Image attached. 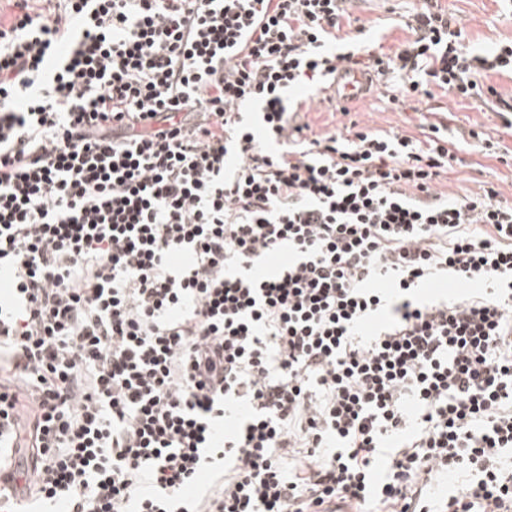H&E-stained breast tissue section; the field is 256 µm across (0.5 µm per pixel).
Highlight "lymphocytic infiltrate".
Here are the masks:
<instances>
[{"instance_id": "obj_1", "label": "lymphocytic infiltrate", "mask_w": 512, "mask_h": 512, "mask_svg": "<svg viewBox=\"0 0 512 512\" xmlns=\"http://www.w3.org/2000/svg\"><path fill=\"white\" fill-rule=\"evenodd\" d=\"M6 2L0 512H512V203L437 192L441 123L317 133L290 98L346 64L483 101L512 39L425 6L345 53L347 0ZM448 276L475 293L419 298Z\"/></svg>"}]
</instances>
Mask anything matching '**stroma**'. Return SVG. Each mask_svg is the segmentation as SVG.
<instances>
[{
	"label": "stroma",
	"instance_id": "35a3bbf8",
	"mask_svg": "<svg viewBox=\"0 0 512 512\" xmlns=\"http://www.w3.org/2000/svg\"><path fill=\"white\" fill-rule=\"evenodd\" d=\"M440 10L457 19L464 29L465 43L475 52L491 50L505 38H512V6L506 0H437ZM420 6V0H359L353 7L357 21L350 34L354 40L384 52L394 51L407 38L400 26ZM309 90L295 92L298 101L309 102L308 120L314 131L339 130L350 120L396 133L417 131L420 111L429 107L447 110L449 136H468L467 144L455 152L447 174L438 185L449 198L461 199L479 192L483 185H494L500 199L512 203V159L503 161L486 156L483 146L494 141L512 151V128L489 106H478L455 98L440 88H433L431 98L408 101L396 106L388 101L385 86H376L362 102L351 104L350 116H343L334 105L316 103Z\"/></svg>",
	"mask_w": 512,
	"mask_h": 512
}]
</instances>
